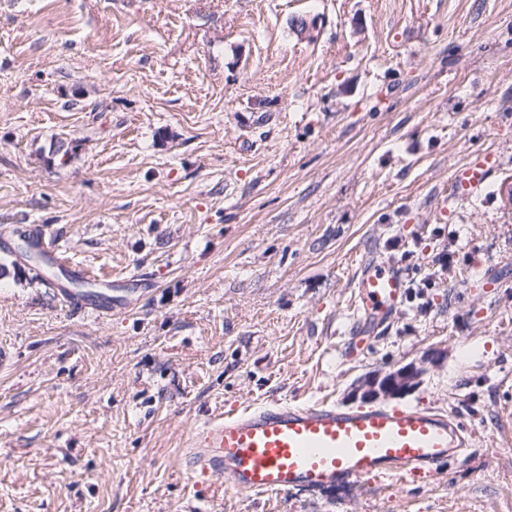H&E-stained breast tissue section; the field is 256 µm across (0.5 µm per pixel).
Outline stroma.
<instances>
[{
  "label": "stroma",
  "mask_w": 512,
  "mask_h": 512,
  "mask_svg": "<svg viewBox=\"0 0 512 512\" xmlns=\"http://www.w3.org/2000/svg\"><path fill=\"white\" fill-rule=\"evenodd\" d=\"M509 177L512 0H0V512H512ZM35 224L110 312L15 258ZM365 260L407 284L368 329ZM408 364L401 405L473 431L430 479L256 497L186 467L215 411L355 409ZM421 370L413 365L388 372H375L363 378L355 395L363 402L398 399L416 389Z\"/></svg>",
  "instance_id": "stroma-1"
}]
</instances>
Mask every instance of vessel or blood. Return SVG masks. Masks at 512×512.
Returning <instances> with one entry per match:
<instances>
[{
  "label": "vessel or blood",
  "mask_w": 512,
  "mask_h": 512,
  "mask_svg": "<svg viewBox=\"0 0 512 512\" xmlns=\"http://www.w3.org/2000/svg\"><path fill=\"white\" fill-rule=\"evenodd\" d=\"M403 288L398 269L369 261L360 269L355 303L375 318L395 308ZM471 441L457 417L428 407L271 402L214 414L193 432L187 463L248 495L315 493L428 478Z\"/></svg>",
  "instance_id": "vessel-or-blood-1"
}]
</instances>
